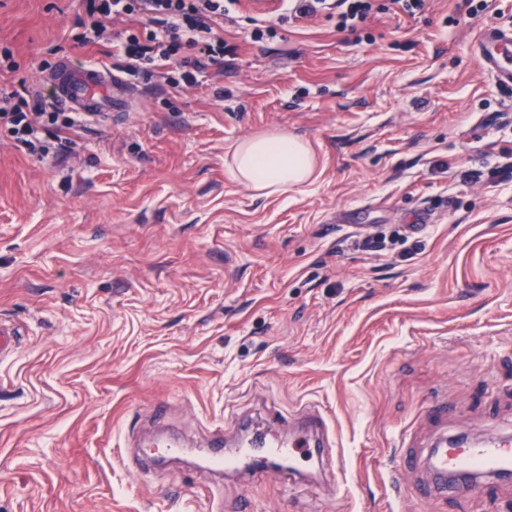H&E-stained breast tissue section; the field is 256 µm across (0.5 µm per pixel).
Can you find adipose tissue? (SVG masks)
Instances as JSON below:
<instances>
[{
	"label": "adipose tissue",
	"mask_w": 512,
	"mask_h": 512,
	"mask_svg": "<svg viewBox=\"0 0 512 512\" xmlns=\"http://www.w3.org/2000/svg\"><path fill=\"white\" fill-rule=\"evenodd\" d=\"M232 180L247 189L273 196L302 189L318 176V160L310 143L272 131L238 142L228 166Z\"/></svg>",
	"instance_id": "obj_1"
}]
</instances>
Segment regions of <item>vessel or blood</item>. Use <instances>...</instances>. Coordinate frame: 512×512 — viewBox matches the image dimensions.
Wrapping results in <instances>:
<instances>
[{"label":"vessel or blood","mask_w":512,"mask_h":512,"mask_svg":"<svg viewBox=\"0 0 512 512\" xmlns=\"http://www.w3.org/2000/svg\"><path fill=\"white\" fill-rule=\"evenodd\" d=\"M477 51L484 67L498 81L512 85V28L483 30L477 39ZM54 84L57 105L81 114L108 111L111 100L127 91L123 79L103 65H62L55 73ZM295 420L297 427L288 434L257 432L242 437L235 450L215 449L211 464L233 472H259L285 479L296 487L302 484L297 459L318 461L331 472L344 470V461L335 452V442L321 413L306 405L298 410ZM429 466L440 486H451L462 496L474 494L482 489L477 475L512 469V439L490 437L453 448L443 438L431 448Z\"/></svg>","instance_id":"obj_1"}]
</instances>
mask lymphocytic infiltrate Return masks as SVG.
Segmentation results:
<instances>
[{"mask_svg": "<svg viewBox=\"0 0 512 512\" xmlns=\"http://www.w3.org/2000/svg\"><path fill=\"white\" fill-rule=\"evenodd\" d=\"M238 0H86V16L80 19L76 41L88 47L111 39L125 59L128 75L137 76L179 64V77H168L172 87L195 83V71L204 62H218L224 56V19ZM286 13L307 18L328 9L336 11V26L356 31L369 16L373 0H283ZM138 20L140 32L129 23ZM54 91L39 90L34 105L0 92V121L8 124L14 140L33 148L38 131L45 125L61 133L60 146L73 150L76 138L89 119L76 112L58 111Z\"/></svg>", "mask_w": 512, "mask_h": 512, "instance_id": "lymphocytic-infiltrate-1", "label": "lymphocytic infiltrate"}]
</instances>
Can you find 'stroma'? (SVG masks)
<instances>
[{"instance_id": "obj_1", "label": "stroma", "mask_w": 512, "mask_h": 512, "mask_svg": "<svg viewBox=\"0 0 512 512\" xmlns=\"http://www.w3.org/2000/svg\"><path fill=\"white\" fill-rule=\"evenodd\" d=\"M83 0H0V88L51 87L105 64L74 40ZM251 9L196 85L131 78L127 111L74 153L53 130L17 149L0 124V512H512V483L416 497L392 489L403 434L425 454L466 432L512 436V87L476 52L512 0H375L357 31ZM307 139L321 174L259 197L227 169L243 138ZM191 455L140 473L157 404ZM310 404L343 474L287 481L202 464L216 431Z\"/></svg>"}]
</instances>
